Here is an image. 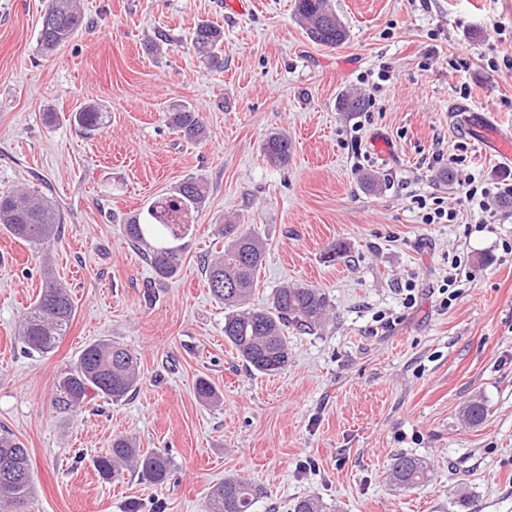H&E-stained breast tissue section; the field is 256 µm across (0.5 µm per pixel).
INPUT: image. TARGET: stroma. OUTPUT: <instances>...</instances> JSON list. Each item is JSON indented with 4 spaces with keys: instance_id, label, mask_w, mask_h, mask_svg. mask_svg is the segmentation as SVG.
<instances>
[{
    "instance_id": "stroma-1",
    "label": "stroma",
    "mask_w": 512,
    "mask_h": 512,
    "mask_svg": "<svg viewBox=\"0 0 512 512\" xmlns=\"http://www.w3.org/2000/svg\"><path fill=\"white\" fill-rule=\"evenodd\" d=\"M224 3L82 0L86 28L47 57L45 0H0V191L37 189L62 213L47 245L0 231V431L29 450L30 512H204L230 474L260 485L253 512H292L312 493L328 512H512V206L492 202L497 223L479 224L460 186L468 173L512 174L492 147L512 136V0H329L348 31L336 48L307 37L294 0H246L239 14ZM202 20L224 28L221 69L187 41ZM161 31L171 44L148 53ZM351 91L364 111H339ZM90 102L109 122L85 136L68 116ZM175 104L201 112L202 139L168 128ZM275 133L293 145L284 166L264 156ZM366 172L381 192L362 186ZM188 177L209 193L179 273L158 284L122 226ZM418 195L455 208L456 222L421 223ZM233 220L266 246L253 304L288 282L333 306L317 333L289 332L275 375L225 341L204 274ZM334 241L345 261L327 259ZM47 272L75 316L51 354L30 356L17 333ZM449 281L458 298L445 307ZM103 338L138 356L136 390L53 407L58 376ZM201 378L220 403L197 397ZM475 397L487 418L472 427L461 409ZM121 434L168 453L163 485L100 478L92 461ZM398 454L426 461L423 485L390 480Z\"/></svg>"
}]
</instances>
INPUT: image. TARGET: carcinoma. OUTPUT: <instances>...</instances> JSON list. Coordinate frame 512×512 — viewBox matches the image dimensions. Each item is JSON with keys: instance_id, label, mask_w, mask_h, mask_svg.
I'll return each mask as SVG.
<instances>
[{"instance_id": "carcinoma-1", "label": "carcinoma", "mask_w": 512, "mask_h": 512, "mask_svg": "<svg viewBox=\"0 0 512 512\" xmlns=\"http://www.w3.org/2000/svg\"><path fill=\"white\" fill-rule=\"evenodd\" d=\"M295 16L304 25L308 38L316 44L336 47L347 39V30L327 0H295ZM84 14L78 0H47L38 33L42 53L52 54L68 43L83 27ZM224 30L209 21L193 29L190 45L214 68L223 65L219 49ZM365 99L345 95L339 100L343 112H361ZM106 112L96 103H86L72 113L70 121L78 128L94 132L105 128ZM169 127L188 141L202 138L205 127L201 113L180 105L167 113ZM288 138L274 134L264 144L266 158L285 164L291 155ZM207 187L189 177L173 192L153 202L147 217L136 214L123 225L124 236L151 266L155 281L161 283L177 275L184 246L179 244L180 215L202 208ZM61 213L53 198L27 188L0 192V230L14 239L41 244L56 238ZM224 251L204 264L212 295L224 304V338L236 351L245 367L260 374L274 375L288 365V328L312 334L324 326L330 303L319 288L284 284L276 289L267 307L250 305L254 279L261 265L264 242L242 224H225ZM75 314L68 287L46 277L40 293L21 318L19 336L29 354L47 355L66 336ZM141 378L137 355L110 339L87 344L77 359L57 381L55 401L68 410L77 411L89 396L119 402L134 391ZM196 393L205 402L216 403L219 394L206 379L196 383ZM462 415L472 426L487 417L484 403L473 399L462 408ZM93 467L105 480H117L133 472L146 483L164 484L172 471V459L165 452L144 453L133 438L118 435L112 439L108 453L96 458ZM427 467L414 456L400 454L390 469L391 480L400 486H418L425 480ZM34 492L29 449L8 431L0 432V506L8 512H29ZM261 489L248 478L228 475L209 491L204 512H251ZM327 506L316 494L299 499L294 512H326Z\"/></svg>"}]
</instances>
